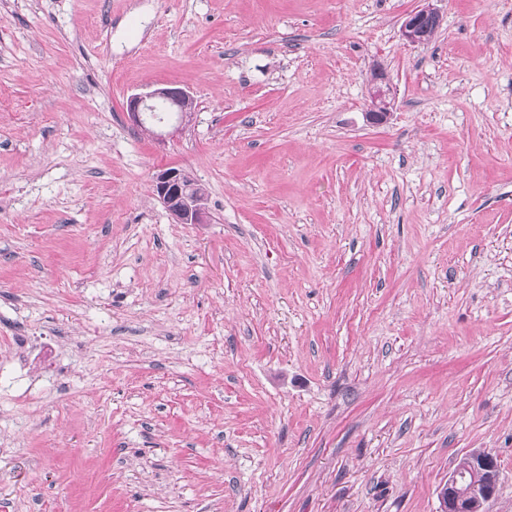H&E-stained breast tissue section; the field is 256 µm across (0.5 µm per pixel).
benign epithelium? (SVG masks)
<instances>
[{
  "label": "benign epithelium",
  "mask_w": 512,
  "mask_h": 512,
  "mask_svg": "<svg viewBox=\"0 0 512 512\" xmlns=\"http://www.w3.org/2000/svg\"><path fill=\"white\" fill-rule=\"evenodd\" d=\"M440 22V11L433 7L432 0H423V4L406 14L399 30L401 40L408 46H420L428 34L438 32ZM389 87V74L379 66L374 67L366 107V114L374 124L384 123L390 114ZM160 106L179 113L180 119L186 121L195 112V99L188 91L176 87H156L127 99L129 118L144 132L147 131L144 117L157 118L155 111ZM152 189L176 223H207L206 189L186 170L170 167L157 171L152 177ZM466 460V469L471 472H499L497 459L486 451H474ZM461 476L462 469L457 468L441 486L440 512H466L468 508L471 512H489L498 493V483L486 484L478 491L462 485Z\"/></svg>",
  "instance_id": "7a95c632"
}]
</instances>
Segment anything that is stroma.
Instances as JSON below:
<instances>
[{
	"label": "stroma",
	"instance_id": "stroma-1",
	"mask_svg": "<svg viewBox=\"0 0 512 512\" xmlns=\"http://www.w3.org/2000/svg\"><path fill=\"white\" fill-rule=\"evenodd\" d=\"M417 4L0 0V512H512V0ZM433 0L425 2L406 14L401 26L400 37L404 44L409 46L424 45L425 37L429 33L436 34L440 28L441 14L433 7ZM389 87V74L380 66H375L373 68L366 107V114L374 124H383L390 114ZM126 106L133 125L150 133L144 125V115L161 122L163 118L153 112H157L159 106H167L169 112H179L181 121H189L195 112V99L188 91L181 88L156 87L130 95ZM152 189L176 223H207L206 189L186 170L170 167L157 171ZM463 458L457 464L460 466ZM467 464L465 468L471 472H496L499 479V465L497 459L486 451H474L466 456ZM463 469L457 468L448 476V480L439 490L440 512H489L490 504L496 498L498 493V482L493 480L490 484L482 485L485 482L484 475L477 473L475 475L465 472L464 484H478V491L474 487L466 488L462 485L460 479L464 476Z\"/></svg>",
	"mask_w": 512,
	"mask_h": 512
}]
</instances>
